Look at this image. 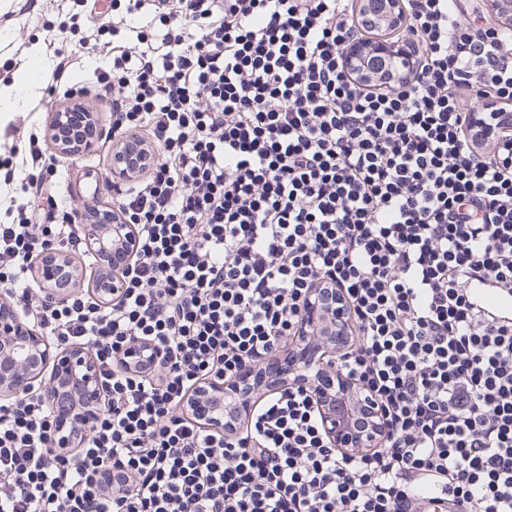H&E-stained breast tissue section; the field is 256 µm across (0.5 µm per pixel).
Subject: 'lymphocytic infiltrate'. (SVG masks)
I'll list each match as a JSON object with an SVG mask.
<instances>
[{"label": "lymphocytic infiltrate", "instance_id": "obj_1", "mask_svg": "<svg viewBox=\"0 0 512 512\" xmlns=\"http://www.w3.org/2000/svg\"><path fill=\"white\" fill-rule=\"evenodd\" d=\"M131 22L95 68L112 138L147 132L164 159L128 177L103 219L133 226L125 286L37 300L34 262L83 249L79 217L35 201L55 161L31 133L0 161V296L59 350L86 347L101 411L54 456L42 391L0 404L6 512H512V169L476 142L469 97L512 106V28L474 26L462 0H404L393 31L421 50L405 83L367 87L342 49L373 35L354 0H123ZM160 23L162 32L152 30ZM352 318L325 365L386 413L373 452L332 447L310 395L270 371L301 341L310 289ZM152 367L120 365L133 342ZM249 388L213 430L188 407L208 382ZM112 483L104 485L103 472ZM473 297L481 304L492 307L500 312L507 313L512 309V300L510 297L501 295L499 292H494L482 286L473 288Z\"/></svg>", "mask_w": 512, "mask_h": 512}]
</instances>
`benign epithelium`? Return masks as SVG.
Instances as JSON below:
<instances>
[{"mask_svg": "<svg viewBox=\"0 0 512 512\" xmlns=\"http://www.w3.org/2000/svg\"><path fill=\"white\" fill-rule=\"evenodd\" d=\"M365 12L376 11L381 22L376 27L393 25L401 0H360ZM486 10L493 17L512 23V0H485ZM347 69L364 83L380 78L368 60L381 62L391 77L414 72L419 64L414 48L395 41L375 38L366 44L357 39L344 51ZM93 133L78 134L57 144L63 155L90 150ZM148 157L142 143L125 140L112 154V172L120 177L139 166ZM85 252L102 261H112V270H124L130 264L132 238L127 224L83 225ZM36 281L56 302L66 299L63 289L76 282L78 271L63 250L52 251L40 260ZM337 309L325 310L319 298L306 303L305 326L316 336L330 337L329 344L348 336L351 322L344 303L336 298ZM313 355L303 347L296 349V361L288 365V373L298 377L310 389L311 400L323 431L338 452L349 454L375 447L383 430L382 411L372 400L360 398L362 387L326 369L322 363L311 364ZM40 386L47 403L53 408V431L45 451L49 454L65 451L86 435L101 402V386L97 369L87 349L74 346L59 353L47 336L31 326L15 304L0 301V402L12 403L35 386ZM192 403L215 427L224 420V386L214 384L203 388Z\"/></svg>", "mask_w": 512, "mask_h": 512, "instance_id": "obj_1", "label": "benign epithelium"}]
</instances>
